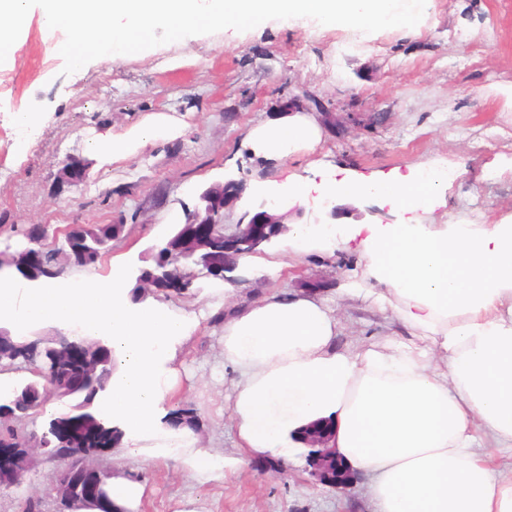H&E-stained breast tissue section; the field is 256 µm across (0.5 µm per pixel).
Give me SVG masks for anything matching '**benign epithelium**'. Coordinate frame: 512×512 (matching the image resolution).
I'll return each instance as SVG.
<instances>
[{
    "label": "benign epithelium",
    "mask_w": 512,
    "mask_h": 512,
    "mask_svg": "<svg viewBox=\"0 0 512 512\" xmlns=\"http://www.w3.org/2000/svg\"><path fill=\"white\" fill-rule=\"evenodd\" d=\"M86 172V164L82 160L70 158L64 163L60 178L68 186L78 187L85 181ZM240 192L241 185L233 181L209 186L200 193L201 207L180 224L178 236L181 245L177 250L217 277L224 276V272L238 266L240 259L256 253L260 247L288 232L284 217L271 208L254 212L248 221L239 222L230 232L218 230L224 210L234 204ZM21 255L19 275L22 278L37 275L45 268L42 245L27 247ZM179 261L180 257L173 253L156 254L154 267L144 270L138 278L137 287L143 289L141 296L181 287ZM57 345L70 363L68 385L73 388L85 386L91 375V366L84 345L67 336L58 337ZM300 440L309 448L307 462L310 473L319 484L341 493L354 489L356 473L337 452L331 431L312 423L303 429ZM36 451V446L31 444H0V488L5 485L12 488L22 483ZM102 453V448H65L58 462L80 458L82 468L92 470L94 466L90 460Z\"/></svg>",
    "instance_id": "7a95c632"
}]
</instances>
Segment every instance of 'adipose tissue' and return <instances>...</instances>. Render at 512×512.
Here are the masks:
<instances>
[{
	"mask_svg": "<svg viewBox=\"0 0 512 512\" xmlns=\"http://www.w3.org/2000/svg\"><path fill=\"white\" fill-rule=\"evenodd\" d=\"M255 153L285 161L311 151L321 128L305 112L255 124ZM434 167L405 176L331 180L325 195H374L407 212L428 210L448 188ZM289 250L356 249L364 260L354 296L371 297L406 340L339 347L341 324L326 298L273 291L224 317V362L236 373L228 406L237 451L218 456L169 428L172 366L198 327L164 303L129 300L122 271L106 279H52L23 288L0 278V324L14 337L52 323L112 349L101 417L122 430L127 455L180 462L206 482L255 458L296 453L293 433L331 421L335 445L370 475L374 512H512V224H294Z\"/></svg>",
	"mask_w": 512,
	"mask_h": 512,
	"instance_id": "adipose-tissue-1",
	"label": "adipose tissue"
}]
</instances>
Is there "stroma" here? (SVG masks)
<instances>
[{
    "instance_id": "35a3bbf8",
    "label": "stroma",
    "mask_w": 512,
    "mask_h": 512,
    "mask_svg": "<svg viewBox=\"0 0 512 512\" xmlns=\"http://www.w3.org/2000/svg\"><path fill=\"white\" fill-rule=\"evenodd\" d=\"M350 29L310 18L272 20L239 32L195 35L107 63L93 60L66 75L56 52L63 31L44 25L39 9L26 17L9 57L0 63V252L26 246L22 228L65 230L75 224H120L111 250L88 270L64 267L66 277L109 276L121 268L134 287L152 249L183 223L210 185L239 182L240 199L224 212L234 227L247 212L276 203L292 224H399L403 211L371 196L316 199L295 205L256 192L259 182L320 180L328 173L407 174L417 164L454 167L443 203L420 213L425 224H500L512 220V0H431L420 30L384 29L350 41ZM336 113L322 124V142L285 162L254 155L248 132L277 117L302 90ZM37 112L28 136L11 122L19 107ZM157 114L182 120L175 136L120 161L88 154L86 143L111 141ZM70 157L87 160L76 188L57 175ZM252 271L231 272L229 306L265 292L316 288L330 299L342 326L341 345L357 348L403 338L401 326L346 284L361 272L353 251L288 253L277 238L250 257ZM211 277L168 297L186 313L202 314L194 339L174 366L178 390L168 410L194 409L202 448L233 454L228 417L233 374L224 368V337L207 313ZM104 471L122 468L145 487L138 512H372L367 479L347 494L321 486L305 453L288 460H253L242 472L199 484L177 462L157 464L114 448L94 458ZM58 465L35 455L23 484L0 492V512H18L19 497L38 492L56 512Z\"/></svg>"
}]
</instances>
